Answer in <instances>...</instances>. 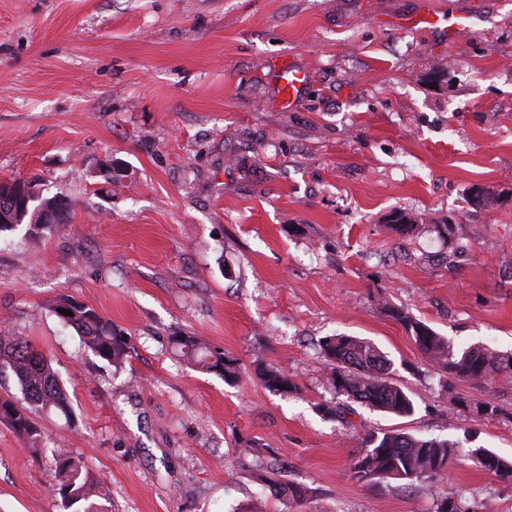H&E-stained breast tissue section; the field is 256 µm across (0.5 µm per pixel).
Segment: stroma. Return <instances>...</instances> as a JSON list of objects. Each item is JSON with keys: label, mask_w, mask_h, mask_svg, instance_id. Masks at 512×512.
<instances>
[{"label": "stroma", "mask_w": 512, "mask_h": 512, "mask_svg": "<svg viewBox=\"0 0 512 512\" xmlns=\"http://www.w3.org/2000/svg\"><path fill=\"white\" fill-rule=\"evenodd\" d=\"M423 5L471 21L449 41L407 27ZM508 57L512 0H0V181L68 205L43 237L0 234V332L51 362L75 412L41 418L43 452L0 422V512H63L56 449L112 512H434L428 488L351 470L367 432L395 429L453 441L449 490L512 512V482L471 458L512 459V378L443 388L382 309L457 351L512 352ZM282 59L310 72L291 105ZM396 211L411 235L387 230ZM62 297L127 333L122 369L63 326ZM334 334L387 355L412 416L325 414ZM181 335L222 348L239 380L179 360ZM261 363L295 392L268 390ZM488 400L498 415L477 412ZM250 439L276 457L243 455ZM277 466L309 488L301 503L269 497Z\"/></svg>", "instance_id": "35a3bbf8"}]
</instances>
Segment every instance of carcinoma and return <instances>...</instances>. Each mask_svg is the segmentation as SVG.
<instances>
[{"label": "carcinoma", "instance_id": "1", "mask_svg": "<svg viewBox=\"0 0 512 512\" xmlns=\"http://www.w3.org/2000/svg\"><path fill=\"white\" fill-rule=\"evenodd\" d=\"M53 197H43L37 208L14 217V223H0V233L12 231L22 224L27 232L39 237L45 231L67 220L66 211L60 210L50 223L42 222ZM388 228L402 236L416 229L411 217L394 213ZM70 307L73 316L66 322L93 354L113 367H120L129 354L130 343L126 333L97 311L69 299H61L54 308ZM384 309L404 327L418 349L446 376L476 383H491L497 376H512V353H500L485 346L473 345L456 351L448 339L439 335L425 322L389 306ZM180 357L198 368L215 372L231 382L238 380L235 361L224 359V350L200 341L194 336L173 339ZM326 361V380L336 397L399 417L415 411L412 397L401 386L388 378L391 363L372 343L352 336H327L320 341ZM14 377L25 404L17 405L0 398V422L9 425L16 434L29 443L37 442L42 434L36 422L41 414L57 413L73 420L72 401L59 381L51 362L41 356L33 344L22 336H0V375ZM262 380L268 390L293 392L296 386L276 367L267 366ZM481 455L480 467L502 479L512 481V462L487 448H477ZM56 472L52 492L59 498L65 512H111L102 508L98 500L108 499L103 484L81 459L53 451ZM456 449L448 439L420 438L406 432L372 431L363 440V448L353 459L356 476L375 484L391 480L406 486L427 483L437 486L445 482ZM276 476L265 479V487L276 498L301 502L308 494L303 486L290 484Z\"/></svg>", "mask_w": 512, "mask_h": 512}]
</instances>
